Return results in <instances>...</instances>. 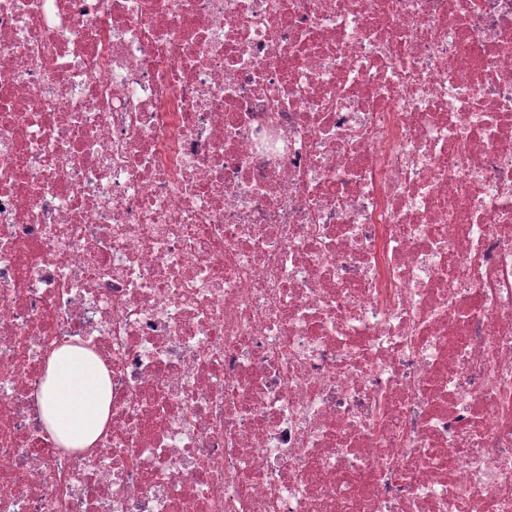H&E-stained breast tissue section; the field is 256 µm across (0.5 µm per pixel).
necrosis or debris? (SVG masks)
Wrapping results in <instances>:
<instances>
[{"instance_id": "obj_1", "label": "necrosis or debris", "mask_w": 512, "mask_h": 512, "mask_svg": "<svg viewBox=\"0 0 512 512\" xmlns=\"http://www.w3.org/2000/svg\"><path fill=\"white\" fill-rule=\"evenodd\" d=\"M0 512H512V0H0ZM102 361L77 345H64L48 360L39 393L44 425L58 447L90 448L107 426L110 394Z\"/></svg>"}]
</instances>
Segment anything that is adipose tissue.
I'll return each mask as SVG.
<instances>
[{"instance_id": "adipose-tissue-1", "label": "adipose tissue", "mask_w": 512, "mask_h": 512, "mask_svg": "<svg viewBox=\"0 0 512 512\" xmlns=\"http://www.w3.org/2000/svg\"><path fill=\"white\" fill-rule=\"evenodd\" d=\"M108 374L102 361L77 345H64L48 360L39 393L44 425L57 446L89 448L109 419Z\"/></svg>"}]
</instances>
